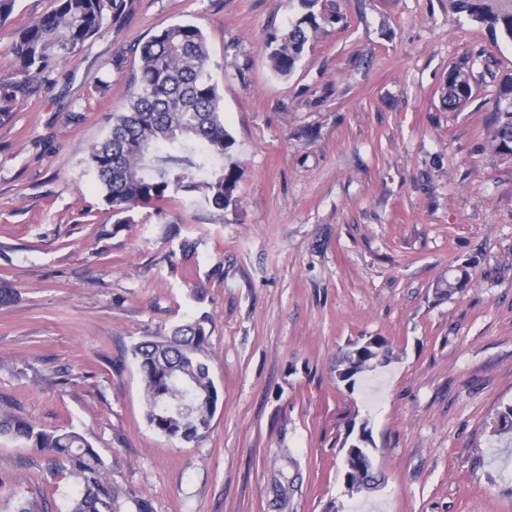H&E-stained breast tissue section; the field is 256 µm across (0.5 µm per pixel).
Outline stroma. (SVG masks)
<instances>
[{
	"label": "stroma",
	"mask_w": 512,
	"mask_h": 512,
	"mask_svg": "<svg viewBox=\"0 0 512 512\" xmlns=\"http://www.w3.org/2000/svg\"><path fill=\"white\" fill-rule=\"evenodd\" d=\"M55 0H16L19 30ZM339 15L294 73L265 41L298 0H124L118 18L0 122V408L84 434L113 486L153 512H512V159L487 146L512 45L449 0H321ZM204 32L240 177L218 211L196 195L118 223L88 148L126 101L144 42ZM467 62L473 98L442 103ZM191 243L183 253V243ZM460 293L435 288L461 265ZM205 318L219 391L183 444L146 420L130 348ZM392 359L336 378L341 349ZM368 427L383 483L346 496L342 444ZM77 487L0 439V512H67ZM367 339H372L364 345ZM394 354L389 341L383 336H362L348 344L336 360V372L340 381L354 386L355 378L369 368L388 362Z\"/></svg>",
	"instance_id": "1"
}]
</instances>
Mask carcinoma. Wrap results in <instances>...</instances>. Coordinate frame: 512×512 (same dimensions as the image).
I'll use <instances>...</instances> for the list:
<instances>
[{
	"instance_id": "1",
	"label": "carcinoma",
	"mask_w": 512,
	"mask_h": 512,
	"mask_svg": "<svg viewBox=\"0 0 512 512\" xmlns=\"http://www.w3.org/2000/svg\"><path fill=\"white\" fill-rule=\"evenodd\" d=\"M124 0H56V7L34 19L13 44L16 73L36 81L54 73L85 42L96 36L107 13L116 18ZM301 15L288 31L269 34L268 59L274 72L290 75L306 44L326 23L336 18L316 14L318 0H299ZM453 9L469 20L512 41V0H451ZM139 73L127 88L124 109L113 113L105 137L90 146L85 163L115 214L139 207L158 211L179 193L200 195L222 211L236 204L237 164L230 161L234 139L224 127L223 97L210 74L206 37L193 24H173L153 35L140 48ZM24 84L0 76V120L9 116V104ZM473 96L465 63L448 72L442 101L449 111L461 110ZM490 153L512 158V77L500 85L493 113ZM208 336L196 320L171 335L146 336L131 347L138 363L145 395L146 418L158 432L182 443L206 436L219 393L210 373ZM393 348L383 336H363L348 344L336 360L340 381L352 386L369 368L388 362ZM192 400L191 416L166 409ZM21 440L48 458L49 469L68 476L77 485L69 512H152L151 504L112 486L104 463L92 443L78 431L45 428L12 411L0 410V438ZM344 450L343 481L356 487L378 481L372 449Z\"/></svg>"
}]
</instances>
